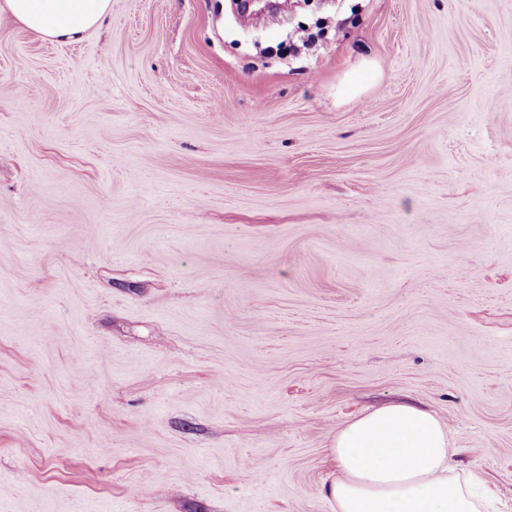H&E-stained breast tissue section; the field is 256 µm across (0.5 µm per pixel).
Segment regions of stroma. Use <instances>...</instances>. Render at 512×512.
<instances>
[{
	"label": "stroma",
	"instance_id": "1",
	"mask_svg": "<svg viewBox=\"0 0 512 512\" xmlns=\"http://www.w3.org/2000/svg\"><path fill=\"white\" fill-rule=\"evenodd\" d=\"M393 400L512 512V0L0 19V512H330Z\"/></svg>",
	"mask_w": 512,
	"mask_h": 512
}]
</instances>
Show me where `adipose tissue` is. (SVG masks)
I'll return each instance as SVG.
<instances>
[{
    "label": "adipose tissue",
    "mask_w": 512,
    "mask_h": 512,
    "mask_svg": "<svg viewBox=\"0 0 512 512\" xmlns=\"http://www.w3.org/2000/svg\"><path fill=\"white\" fill-rule=\"evenodd\" d=\"M112 0H0V17L35 37L74 43L102 27ZM447 426L399 401L343 425L328 453L334 463L322 494L331 512H481L475 474L459 478Z\"/></svg>",
    "instance_id": "obj_1"
}]
</instances>
